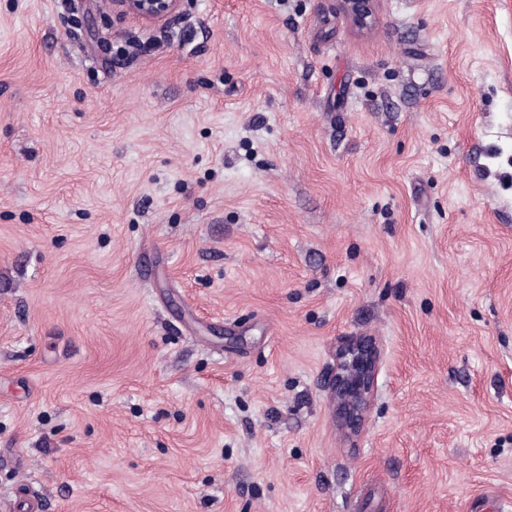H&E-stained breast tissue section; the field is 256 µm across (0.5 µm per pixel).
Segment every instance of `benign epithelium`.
<instances>
[{"label": "benign epithelium", "mask_w": 512, "mask_h": 512, "mask_svg": "<svg viewBox=\"0 0 512 512\" xmlns=\"http://www.w3.org/2000/svg\"><path fill=\"white\" fill-rule=\"evenodd\" d=\"M354 28L371 31L378 18L379 0H340ZM182 0H111L112 12L146 22H166L179 14ZM379 363V348L366 336H350L336 349L335 363L324 384L333 403L336 423L347 437L363 429Z\"/></svg>", "instance_id": "benign-epithelium-1"}]
</instances>
